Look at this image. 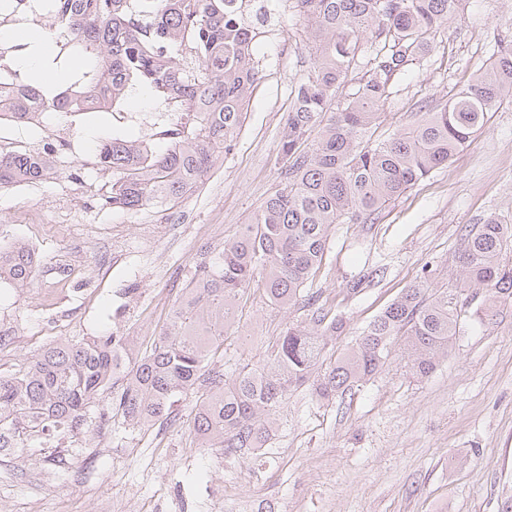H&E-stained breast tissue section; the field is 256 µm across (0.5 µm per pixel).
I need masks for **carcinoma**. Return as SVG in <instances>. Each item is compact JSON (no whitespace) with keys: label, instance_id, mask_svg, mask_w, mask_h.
I'll use <instances>...</instances> for the list:
<instances>
[{"label":"carcinoma","instance_id":"carcinoma-1","mask_svg":"<svg viewBox=\"0 0 512 512\" xmlns=\"http://www.w3.org/2000/svg\"><path fill=\"white\" fill-rule=\"evenodd\" d=\"M243 0H53L56 48L52 64L73 54L92 57L89 70L48 98L34 76L0 82V122L33 125L42 111H106L139 85L180 114L160 132L169 147L112 138L97 145L100 167L115 180L105 204L138 210L156 199L182 196L237 139L243 106L257 81L253 27ZM462 0H295L314 34L313 70L292 90L282 139V187L212 262L194 278L172 309L149 351L133 356L128 336L107 333L55 342L18 372L0 376V454L40 450L63 466L61 441L87 422L96 402L112 395V410L128 427H150L169 417L182 398L200 392L193 430L206 448L226 453L264 448L288 391L312 384L331 400L368 380L403 340L411 369L425 378L448 355L461 320L448 293L427 282L407 288L363 332L355 346L328 360V342L343 321L305 291L338 224L374 221L392 201L448 163L489 121L512 103V40L495 39L490 64L445 104L407 129L374 137L392 80L412 56L425 54L431 35L459 12ZM370 68L352 97L328 104L353 72L363 46ZM319 131L317 139L309 137ZM53 152H1L0 187L42 179ZM512 226L496 216L466 227L458 257L460 290L485 292L483 309L512 298ZM34 252L25 244L0 246V282L25 286ZM255 291L271 306L301 303L305 323H290L263 363L245 365L228 383L224 374L202 379L211 357L224 348L238 302Z\"/></svg>","mask_w":512,"mask_h":512}]
</instances>
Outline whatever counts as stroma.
Masks as SVG:
<instances>
[{"label": "stroma", "instance_id": "1", "mask_svg": "<svg viewBox=\"0 0 512 512\" xmlns=\"http://www.w3.org/2000/svg\"><path fill=\"white\" fill-rule=\"evenodd\" d=\"M260 80L244 107L235 148L177 200L137 211L104 206L111 171L94 148L114 136L165 148L158 132L176 112L149 89L129 90L109 112L47 113L33 129L0 124V150L55 144L43 180L0 188V241L39 253L26 287L0 283V375L17 372L56 340L115 331L149 346L197 265L219 252L278 189L292 87L313 66L307 22L292 0H249ZM512 37V0H464L422 59L392 82L381 131L409 127L490 62L494 38ZM496 214L512 221V104L494 112L469 146L390 203L372 224L336 225L313 281L345 322L328 351L340 355L405 288L421 279L456 294L463 327L448 358L415 377L393 344L381 371L351 392L319 400L290 391L263 452L225 454L193 432L195 395L146 429L88 421L64 440L62 469L35 451L0 455V512H96L97 501L131 512H199L205 499L267 512H505L512 506V299L479 313L458 291L466 226ZM358 293H350L352 282ZM303 309L243 300L211 361L232 375L257 364Z\"/></svg>", "mask_w": 512, "mask_h": 512}]
</instances>
